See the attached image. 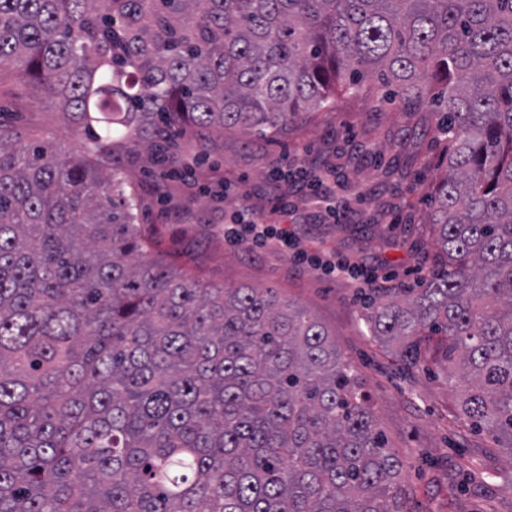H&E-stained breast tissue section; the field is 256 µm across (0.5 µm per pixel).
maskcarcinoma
<instances>
[{"instance_id": "1", "label": "carcinoma", "mask_w": 512, "mask_h": 512, "mask_svg": "<svg viewBox=\"0 0 512 512\" xmlns=\"http://www.w3.org/2000/svg\"><path fill=\"white\" fill-rule=\"evenodd\" d=\"M94 139L0 126V512H408L404 463L327 330L162 258L112 175L187 129H283L368 75L440 84L432 269L371 307L408 369L512 454V0H0V68Z\"/></svg>"}]
</instances>
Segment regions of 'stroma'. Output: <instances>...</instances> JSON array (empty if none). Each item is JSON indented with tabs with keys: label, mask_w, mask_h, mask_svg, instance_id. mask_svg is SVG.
<instances>
[{
	"label": "stroma",
	"mask_w": 512,
	"mask_h": 512,
	"mask_svg": "<svg viewBox=\"0 0 512 512\" xmlns=\"http://www.w3.org/2000/svg\"><path fill=\"white\" fill-rule=\"evenodd\" d=\"M0 122L23 138L48 137L66 152L93 135L11 69L0 72ZM435 122L431 101L410 110L379 101L369 78L359 95L336 94L282 132H215L203 142L185 132L181 153L200 157L188 175L118 135L112 157L138 223L157 233L165 258L215 286L278 288L329 331L406 464L410 512H512V455L458 416L444 370H405L371 336L367 304L354 283L296 264L288 252L224 240L225 222L245 208L263 223L288 228L309 254L354 262L389 288L418 287L435 251L426 214L446 167L448 138ZM318 177L334 189L337 218L300 189Z\"/></svg>",
	"instance_id": "1"
}]
</instances>
